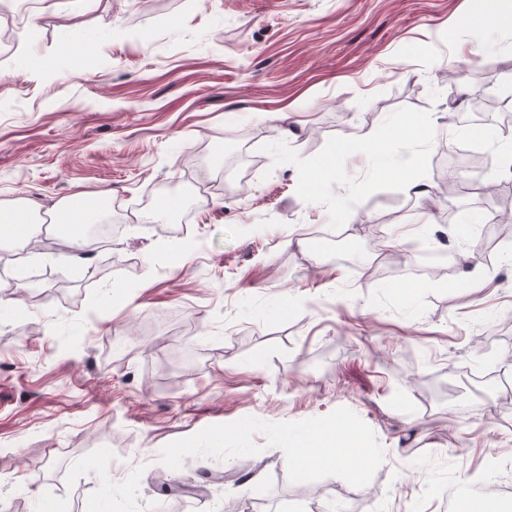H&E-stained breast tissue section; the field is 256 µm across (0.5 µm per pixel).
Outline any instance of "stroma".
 Instances as JSON below:
<instances>
[{
  "mask_svg": "<svg viewBox=\"0 0 512 512\" xmlns=\"http://www.w3.org/2000/svg\"><path fill=\"white\" fill-rule=\"evenodd\" d=\"M0 3V204L39 205L0 241V512H512V240L477 287L418 256L500 234L512 177L466 194L457 157L512 146V27L472 33L512 0ZM313 162L343 172L308 197ZM93 191L122 229L81 258L39 225ZM327 426L367 464L289 463Z\"/></svg>",
  "mask_w": 512,
  "mask_h": 512,
  "instance_id": "35a3bbf8",
  "label": "stroma"
}]
</instances>
